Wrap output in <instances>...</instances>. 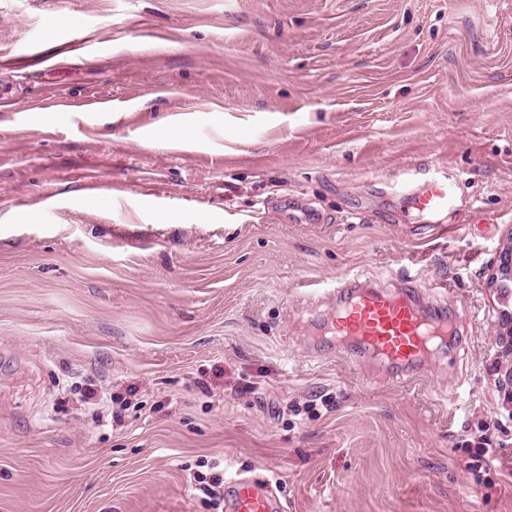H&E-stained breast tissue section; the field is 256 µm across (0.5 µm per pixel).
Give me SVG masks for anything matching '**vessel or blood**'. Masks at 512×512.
Returning <instances> with one entry per match:
<instances>
[{"label":"vessel or blood","mask_w":512,"mask_h":512,"mask_svg":"<svg viewBox=\"0 0 512 512\" xmlns=\"http://www.w3.org/2000/svg\"><path fill=\"white\" fill-rule=\"evenodd\" d=\"M457 183L447 174L426 172L418 177L413 206L430 223H441L457 209ZM342 301L324 322V334L367 350L393 371L415 375L430 351L457 325L452 317L432 316L417 303L412 291L365 288L347 280L339 288ZM279 499L270 486L233 479L224 486L225 512H279Z\"/></svg>","instance_id":"obj_1"}]
</instances>
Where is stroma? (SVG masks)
<instances>
[{"label":"stroma","mask_w":512,"mask_h":512,"mask_svg":"<svg viewBox=\"0 0 512 512\" xmlns=\"http://www.w3.org/2000/svg\"><path fill=\"white\" fill-rule=\"evenodd\" d=\"M0 85V512H213L203 460L282 512H512L457 445L512 458V0H0ZM418 169L458 182L447 228L392 188ZM350 277L461 335L415 379L317 340ZM508 240L507 245L503 247L502 253L499 256V262L497 261V263L492 267L488 278V287L503 289V296L505 295V292L511 294L512 232L509 234ZM503 326L506 331L501 333L500 338V357L506 362L503 376L499 380V385L507 399L512 403V313L503 311ZM81 400L93 408L99 420L105 417V412H109L111 418L115 422H119L121 420V411L127 409L125 400H122L117 395L113 396V394L108 398L106 392L94 384L85 386L81 391ZM114 405H118V407L114 408ZM462 445L471 454L472 467L487 466L491 461L504 454L506 448L504 444H498V448H492L491 435L487 433L474 436L472 439L462 440ZM461 445V447H462Z\"/></svg>","instance_id":"35a3bbf8"}]
</instances>
